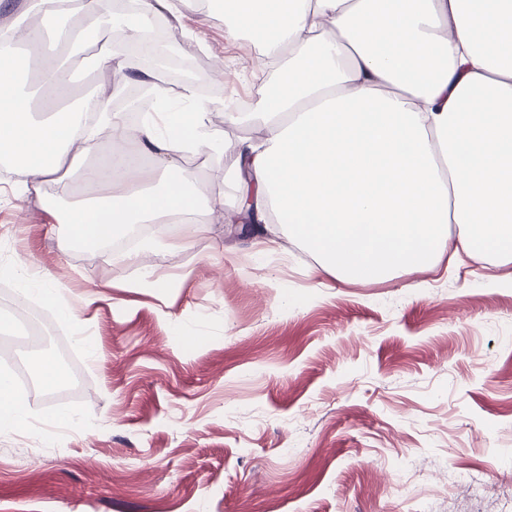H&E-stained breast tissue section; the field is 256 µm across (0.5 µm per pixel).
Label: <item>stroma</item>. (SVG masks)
Wrapping results in <instances>:
<instances>
[{
  "label": "stroma",
  "instance_id": "stroma-1",
  "mask_svg": "<svg viewBox=\"0 0 512 512\" xmlns=\"http://www.w3.org/2000/svg\"><path fill=\"white\" fill-rule=\"evenodd\" d=\"M187 61L224 62L220 93L258 106L254 50L222 17L183 9ZM199 164L232 197L238 128ZM0 171V265L36 262L79 293L111 302L61 318L0 371L75 355L90 398L56 390L0 433V512H512V264L437 267L344 282L316 272L299 244L253 260L254 235L212 225L164 266L182 274L160 300L132 288L113 247L60 251L46 199L19 198ZM200 337L186 347L182 334ZM72 417L65 428L56 414ZM486 479L479 498L451 484Z\"/></svg>",
  "mask_w": 512,
  "mask_h": 512
}]
</instances>
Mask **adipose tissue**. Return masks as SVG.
<instances>
[{"instance_id": "ef3b65f1", "label": "adipose tissue", "mask_w": 512, "mask_h": 512, "mask_svg": "<svg viewBox=\"0 0 512 512\" xmlns=\"http://www.w3.org/2000/svg\"><path fill=\"white\" fill-rule=\"evenodd\" d=\"M225 27L246 34L258 64L270 65L259 108L240 112L162 78L133 73L115 47L93 59L106 87L75 96L69 58L42 66L38 90L60 108L36 117L18 79L15 46L45 41L93 44L123 28L148 40L156 19L180 16L189 0H138L133 14L109 0H80L83 21L58 20L64 0H30L0 27V163L21 177V194H41L58 172L77 167L105 196L67 205L60 250L99 245L151 224L144 248L166 256L188 249L224 216L223 194L199 189L189 156H220L224 129L254 127L240 139L239 165L224 181L250 202L257 224H279L338 280L383 279L428 268L441 256L512 263V0H213ZM139 79L163 108L129 126L110 86ZM223 109L224 124L210 116ZM137 153L100 154L103 140ZM180 225L172 233L170 225ZM456 234H449V225ZM136 287L159 298L179 284L139 253ZM61 316L74 300H110L107 284L81 297L56 287L30 263L0 268Z\"/></svg>"}]
</instances>
